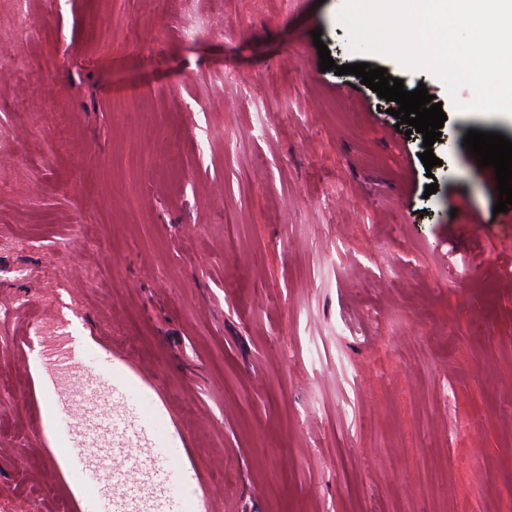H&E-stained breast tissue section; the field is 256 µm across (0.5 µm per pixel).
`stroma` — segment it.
<instances>
[{
	"label": "stroma",
	"instance_id": "35a3bbf8",
	"mask_svg": "<svg viewBox=\"0 0 512 512\" xmlns=\"http://www.w3.org/2000/svg\"><path fill=\"white\" fill-rule=\"evenodd\" d=\"M343 4L0 0V512H113L105 432L121 473L176 448L185 512H512V205L463 145L512 117L354 53ZM316 29L426 85L439 165Z\"/></svg>",
	"mask_w": 512,
	"mask_h": 512
}]
</instances>
